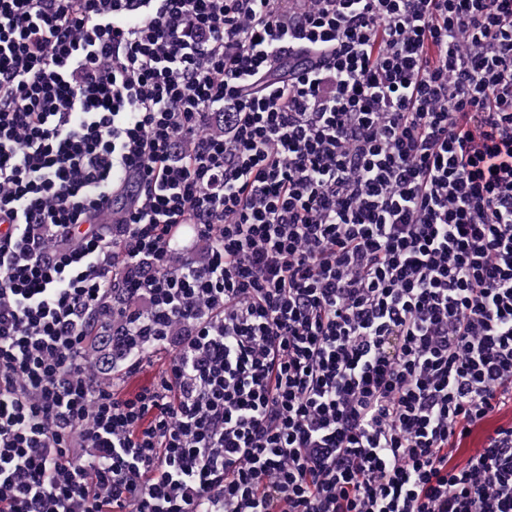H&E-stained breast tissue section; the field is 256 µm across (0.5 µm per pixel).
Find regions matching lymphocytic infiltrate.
Wrapping results in <instances>:
<instances>
[{
	"label": "lymphocytic infiltrate",
	"instance_id": "lymphocytic-infiltrate-1",
	"mask_svg": "<svg viewBox=\"0 0 512 512\" xmlns=\"http://www.w3.org/2000/svg\"><path fill=\"white\" fill-rule=\"evenodd\" d=\"M1 224L0 512H512V0H0ZM163 360L154 357L150 366L142 368L139 372L130 377L124 378L122 389L128 394L137 392L140 388L148 386L153 381L156 372L162 367Z\"/></svg>",
	"mask_w": 512,
	"mask_h": 512
}]
</instances>
